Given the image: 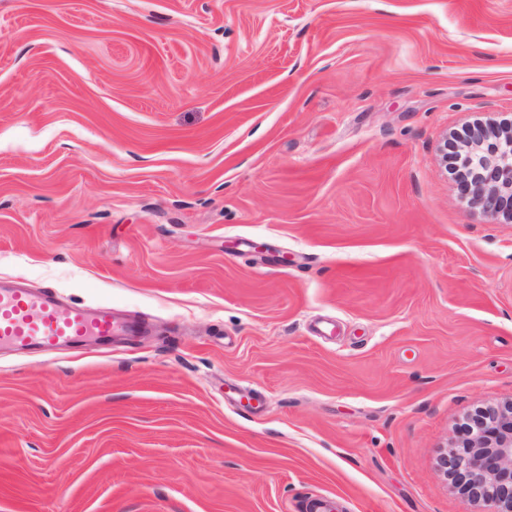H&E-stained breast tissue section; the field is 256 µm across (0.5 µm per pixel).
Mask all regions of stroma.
<instances>
[{
	"label": "stroma",
	"instance_id": "stroma-1",
	"mask_svg": "<svg viewBox=\"0 0 512 512\" xmlns=\"http://www.w3.org/2000/svg\"><path fill=\"white\" fill-rule=\"evenodd\" d=\"M512 127V0H0V281L145 338L0 350V512H486L512 222L443 150ZM462 444L452 471L466 503L512 512V403L476 414Z\"/></svg>",
	"mask_w": 512,
	"mask_h": 512
}]
</instances>
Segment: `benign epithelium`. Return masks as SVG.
Wrapping results in <instances>:
<instances>
[{"mask_svg": "<svg viewBox=\"0 0 512 512\" xmlns=\"http://www.w3.org/2000/svg\"><path fill=\"white\" fill-rule=\"evenodd\" d=\"M468 177L466 195L493 216L512 220V130L493 137L473 131L458 142ZM455 483L466 503L512 512V403L489 407L472 419L455 457Z\"/></svg>", "mask_w": 512, "mask_h": 512, "instance_id": "1", "label": "benign epithelium"}]
</instances>
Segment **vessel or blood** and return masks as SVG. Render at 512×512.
<instances>
[{
    "label": "vessel or blood",
    "instance_id": "1",
    "mask_svg": "<svg viewBox=\"0 0 512 512\" xmlns=\"http://www.w3.org/2000/svg\"><path fill=\"white\" fill-rule=\"evenodd\" d=\"M135 335V327L113 316L110 307L64 309L50 297L25 288L0 285V346L27 350L80 343L92 337L118 333Z\"/></svg>",
    "mask_w": 512,
    "mask_h": 512
}]
</instances>
